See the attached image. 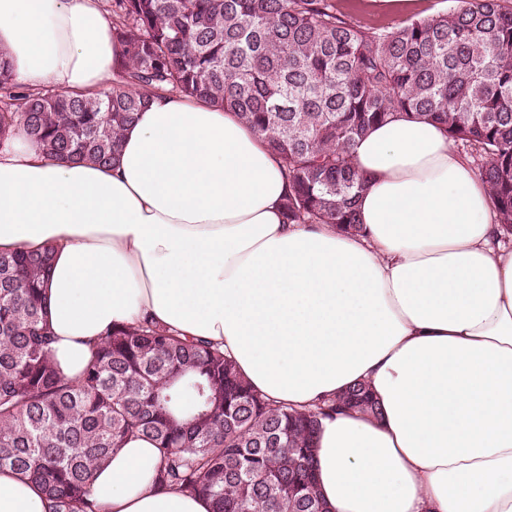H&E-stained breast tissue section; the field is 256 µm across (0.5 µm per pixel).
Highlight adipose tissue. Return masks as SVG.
I'll return each instance as SVG.
<instances>
[{"label":"adipose tissue","instance_id":"adipose-tissue-1","mask_svg":"<svg viewBox=\"0 0 512 512\" xmlns=\"http://www.w3.org/2000/svg\"><path fill=\"white\" fill-rule=\"evenodd\" d=\"M0 53L31 89L109 87L101 0H0ZM361 233L290 224L281 163L229 111L163 95L114 166L0 145V252L51 249L53 354L76 379L115 326L218 344L267 399L309 408L367 383L380 417L323 418L328 512H512V232L435 124L397 119L354 150ZM153 442L98 469L99 512H211L160 487ZM0 512H49L0 471Z\"/></svg>","mask_w":512,"mask_h":512}]
</instances>
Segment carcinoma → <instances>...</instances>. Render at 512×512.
<instances>
[{
  "instance_id": "obj_1",
  "label": "carcinoma",
  "mask_w": 512,
  "mask_h": 512,
  "mask_svg": "<svg viewBox=\"0 0 512 512\" xmlns=\"http://www.w3.org/2000/svg\"><path fill=\"white\" fill-rule=\"evenodd\" d=\"M391 28L336 0H108L120 46L93 96L17 83L0 60V143L22 134L63 162L111 165L123 130L163 91L235 113L283 163L289 224L361 231L357 141L394 118L439 124L512 229V0ZM50 251L0 253V470L50 512H97L93 471L130 437L153 441L159 485L212 512H327L312 446L321 418L379 416L364 383L314 409L265 399L216 344L144 321L112 329L64 378L43 291Z\"/></svg>"
}]
</instances>
